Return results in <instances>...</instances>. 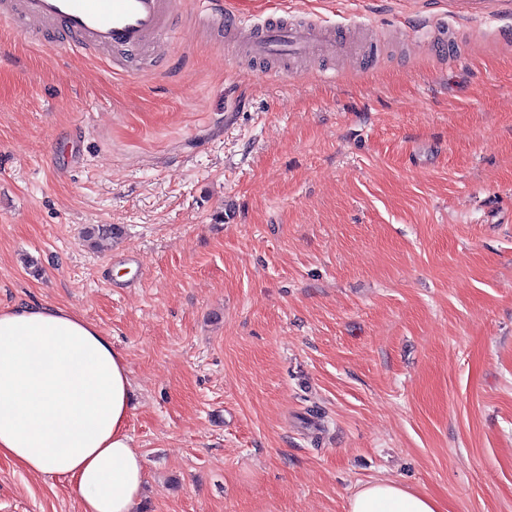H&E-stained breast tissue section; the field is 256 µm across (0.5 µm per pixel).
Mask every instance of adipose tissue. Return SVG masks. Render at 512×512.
<instances>
[{"label":"adipose tissue","mask_w":512,"mask_h":512,"mask_svg":"<svg viewBox=\"0 0 512 512\" xmlns=\"http://www.w3.org/2000/svg\"><path fill=\"white\" fill-rule=\"evenodd\" d=\"M123 355L94 323L60 306L0 309V457L69 479L82 512H137L144 465L128 420ZM347 512H442L391 479L361 486Z\"/></svg>","instance_id":"obj_1"}]
</instances>
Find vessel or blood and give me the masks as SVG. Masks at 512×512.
Wrapping results in <instances>:
<instances>
[{
    "label": "vessel or blood",
    "mask_w": 512,
    "mask_h": 512,
    "mask_svg": "<svg viewBox=\"0 0 512 512\" xmlns=\"http://www.w3.org/2000/svg\"><path fill=\"white\" fill-rule=\"evenodd\" d=\"M15 7L41 25L62 51L93 47L132 62L159 47L175 18L173 0H16ZM202 9L228 32L246 30L243 49L259 61L294 55L335 58L355 51L347 38L322 24H291L277 17L255 22L225 10L223 0H203Z\"/></svg>",
    "instance_id": "1"
}]
</instances>
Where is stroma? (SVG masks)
<instances>
[{"label": "stroma", "mask_w": 512, "mask_h": 512, "mask_svg": "<svg viewBox=\"0 0 512 512\" xmlns=\"http://www.w3.org/2000/svg\"><path fill=\"white\" fill-rule=\"evenodd\" d=\"M228 2L361 28L375 61L244 59L199 0L130 73L0 22V309L123 353L139 512H346L376 478L512 512V13ZM0 512L81 504L0 457Z\"/></svg>", "instance_id": "stroma-1"}]
</instances>
